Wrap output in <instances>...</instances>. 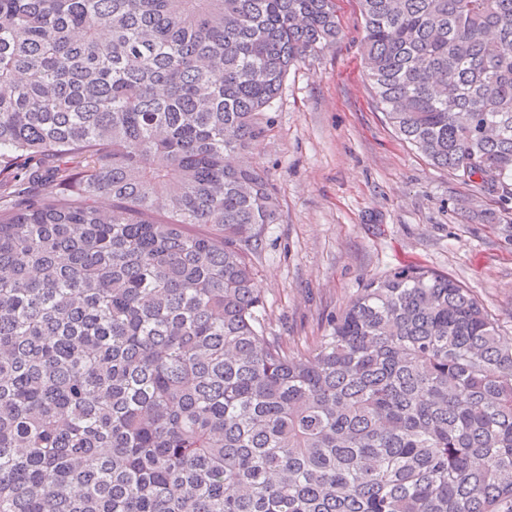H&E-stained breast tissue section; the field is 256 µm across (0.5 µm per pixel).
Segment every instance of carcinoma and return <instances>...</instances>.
<instances>
[{
  "label": "carcinoma",
  "instance_id": "1",
  "mask_svg": "<svg viewBox=\"0 0 512 512\" xmlns=\"http://www.w3.org/2000/svg\"><path fill=\"white\" fill-rule=\"evenodd\" d=\"M432 164L512 200V0H360ZM332 0H0V512H512V344L433 271L310 354L264 335L278 218L236 154Z\"/></svg>",
  "mask_w": 512,
  "mask_h": 512
}]
</instances>
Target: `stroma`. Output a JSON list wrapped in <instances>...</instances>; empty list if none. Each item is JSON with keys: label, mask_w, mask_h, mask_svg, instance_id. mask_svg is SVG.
Wrapping results in <instances>:
<instances>
[{"label": "stroma", "mask_w": 512, "mask_h": 512, "mask_svg": "<svg viewBox=\"0 0 512 512\" xmlns=\"http://www.w3.org/2000/svg\"><path fill=\"white\" fill-rule=\"evenodd\" d=\"M334 5L339 40L289 71L245 156L280 204L253 256L267 335L310 352L368 280L423 268L469 288L511 337L512 203L394 132L364 76L360 2Z\"/></svg>", "instance_id": "1"}]
</instances>
